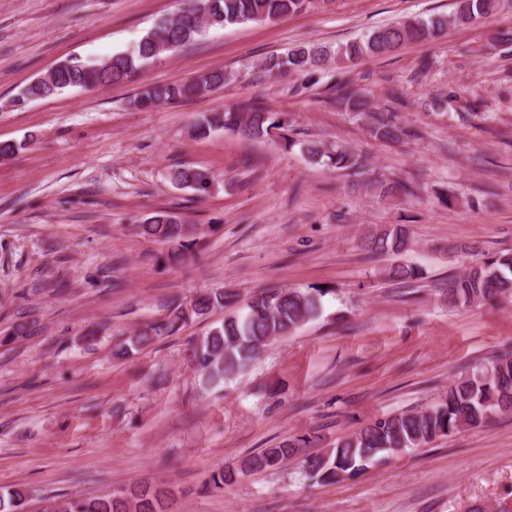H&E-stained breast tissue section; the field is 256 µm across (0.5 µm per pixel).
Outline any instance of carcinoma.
Listing matches in <instances>:
<instances>
[{"label":"carcinoma","instance_id":"cac0c4a2","mask_svg":"<svg viewBox=\"0 0 512 512\" xmlns=\"http://www.w3.org/2000/svg\"><path fill=\"white\" fill-rule=\"evenodd\" d=\"M327 0H185L184 9L172 18L154 24L130 51L118 52L99 62L89 64L72 57L55 69L24 87L17 104L60 94L70 88L93 90L130 79L144 66L160 59L165 52H173L201 36L209 28L243 22H275L289 15L317 6ZM500 10V0H456V10L450 18L407 19L376 28L357 41L332 51L325 46H299L284 57L266 59L263 70L269 74L280 72L302 73L317 70L332 62L354 61L362 57H376L392 52L408 42L426 43L438 37L448 23H473L485 20ZM224 69L203 73L189 82L151 85L134 99L143 109L176 103L182 99L224 87ZM331 101L338 107L365 111L366 101L348 83L334 87ZM222 129L241 132L249 137L263 138L271 130L283 131L288 139V118L255 103L241 104L224 112L214 113L199 124L205 135ZM375 137L398 141L412 136L393 121L392 114L378 113L372 117ZM306 153L311 162L323 167L359 170L365 167L361 154L343 145L319 142L307 144ZM172 181L190 188L198 196L208 194L214 178L196 167H181L171 172ZM141 234L168 246L170 264H181L198 246L200 230L172 210H158L138 225ZM409 233L403 224H396L372 236L368 247L381 252L400 255L406 251ZM420 275L416 266L397 263L388 269L387 276L400 283H408ZM442 294L453 306H471L512 298V254L488 258L463 271L448 276L441 283ZM327 290L310 288H271L254 295L247 310L227 316L201 339L195 342L193 364L200 382L217 386L229 381L249 368L269 343L297 330L301 325L319 317L323 311V297ZM237 295L231 290L202 293L193 303L192 313L204 316L215 308H231ZM187 311L180 304H170L165 319L147 326L130 336L114 353L118 359L150 345L163 335H172L182 329L188 320ZM512 412V355L505 354L475 367L472 372L448 386L440 400L418 411H402L377 419L359 431L345 437L323 454L305 459L306 475L318 482H331L344 476H353L378 460L381 454L424 447L438 438L484 426L500 414ZM306 436L288 438L275 448H263L246 456L235 468L220 467L210 477L209 486L222 490L239 476L278 468L300 455L311 446ZM26 491L21 488L0 490V512H23ZM168 490L146 486L130 492L102 497L59 499L53 512H169Z\"/></svg>","mask_w":512,"mask_h":512}]
</instances>
